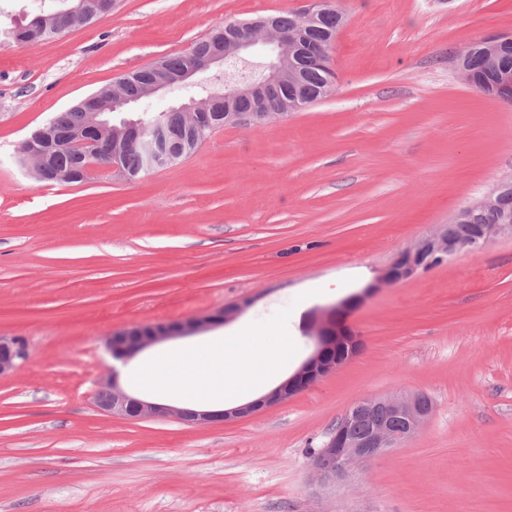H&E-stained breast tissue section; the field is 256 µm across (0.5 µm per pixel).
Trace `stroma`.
<instances>
[{"mask_svg": "<svg viewBox=\"0 0 512 512\" xmlns=\"http://www.w3.org/2000/svg\"><path fill=\"white\" fill-rule=\"evenodd\" d=\"M335 91L285 119L227 126L180 164L46 184L21 142L87 94L227 22L307 0H116L48 41H0V512H512V237L391 286L397 254L512 176V104L455 56L512 34V0H337ZM358 353L253 416L198 427L94 401L113 331L243 306L287 372L312 314L363 293ZM422 393L421 432L342 486L310 452L365 397ZM26 339L22 336H0V378L10 376L24 367L28 360Z\"/></svg>", "mask_w": 512, "mask_h": 512, "instance_id": "stroma-1", "label": "stroma"}]
</instances>
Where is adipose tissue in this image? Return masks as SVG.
Returning a JSON list of instances; mask_svg holds the SVG:
<instances>
[{"instance_id":"adipose-tissue-1","label":"adipose tissue","mask_w":512,"mask_h":512,"mask_svg":"<svg viewBox=\"0 0 512 512\" xmlns=\"http://www.w3.org/2000/svg\"><path fill=\"white\" fill-rule=\"evenodd\" d=\"M287 361L285 345L257 350L234 335L169 349L162 357L141 362L140 369L148 382L172 394L174 405L188 397L216 409L226 390L262 389L282 380Z\"/></svg>"}]
</instances>
